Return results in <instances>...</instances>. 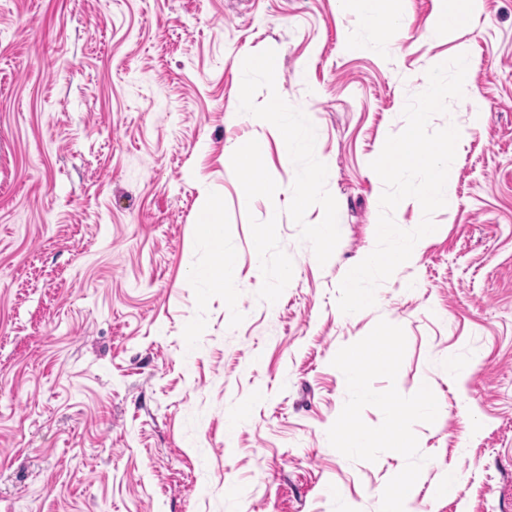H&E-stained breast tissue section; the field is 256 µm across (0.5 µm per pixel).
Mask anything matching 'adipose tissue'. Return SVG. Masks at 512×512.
Listing matches in <instances>:
<instances>
[{
    "label": "adipose tissue",
    "mask_w": 512,
    "mask_h": 512,
    "mask_svg": "<svg viewBox=\"0 0 512 512\" xmlns=\"http://www.w3.org/2000/svg\"><path fill=\"white\" fill-rule=\"evenodd\" d=\"M478 0H438V7L432 14L428 31L433 35L448 36L470 25L477 11ZM407 0H337L340 10L357 14L363 27L376 33L373 49L377 54L392 52V32L406 25ZM224 201L209 195L202 196L195 214L199 232L208 240L215 263L203 276L206 280L223 288L233 287L237 282L236 266L224 259Z\"/></svg>",
    "instance_id": "ef3b65f1"
}]
</instances>
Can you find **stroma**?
I'll use <instances>...</instances> for the list:
<instances>
[{
    "label": "stroma",
    "mask_w": 512,
    "mask_h": 512,
    "mask_svg": "<svg viewBox=\"0 0 512 512\" xmlns=\"http://www.w3.org/2000/svg\"><path fill=\"white\" fill-rule=\"evenodd\" d=\"M407 8L382 57L336 0H0V512H379L403 456L352 461L327 431L347 397L331 361L382 319L407 339L392 383L428 382L439 404L413 427L427 461L411 512H512V0H481L448 37L426 29L437 0ZM461 45L477 102L430 123L467 135L456 208L344 316L339 284L376 244L370 163ZM268 48L341 226L322 265L281 214L293 276L272 304L249 224L269 201L242 206L226 161L254 139L276 182L295 171L229 112L233 60ZM207 194L224 199L233 288L198 276L214 261L193 222ZM452 355L474 367L464 382ZM456 468L461 491L436 496Z\"/></svg>",
    "instance_id": "stroma-1"
}]
</instances>
